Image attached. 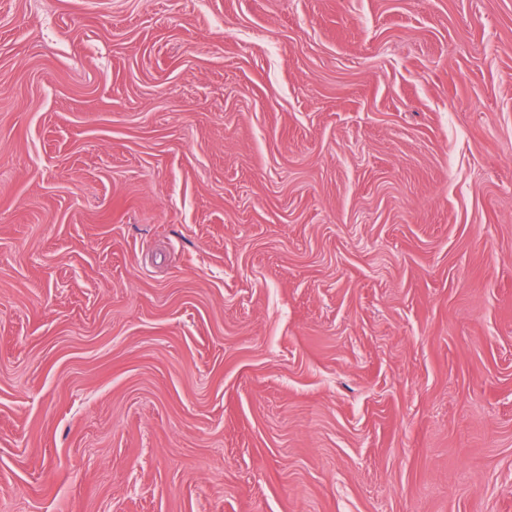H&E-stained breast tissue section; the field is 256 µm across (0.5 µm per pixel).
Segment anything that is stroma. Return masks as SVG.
Listing matches in <instances>:
<instances>
[{
    "instance_id": "1",
    "label": "stroma",
    "mask_w": 512,
    "mask_h": 512,
    "mask_svg": "<svg viewBox=\"0 0 512 512\" xmlns=\"http://www.w3.org/2000/svg\"><path fill=\"white\" fill-rule=\"evenodd\" d=\"M0 512H512V0H0Z\"/></svg>"
}]
</instances>
